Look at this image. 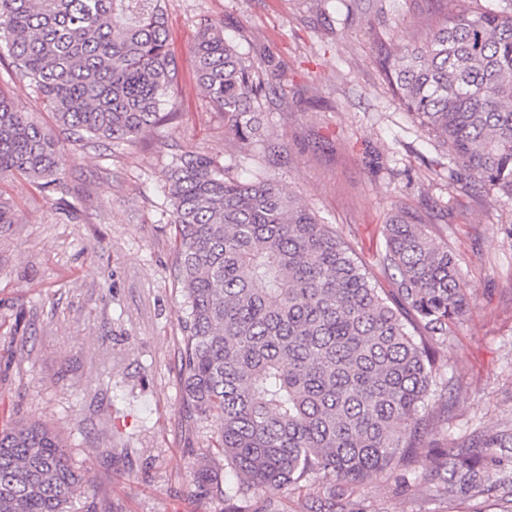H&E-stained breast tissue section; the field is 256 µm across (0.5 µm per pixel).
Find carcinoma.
Wrapping results in <instances>:
<instances>
[{"label":"carcinoma","instance_id":"1","mask_svg":"<svg viewBox=\"0 0 512 512\" xmlns=\"http://www.w3.org/2000/svg\"><path fill=\"white\" fill-rule=\"evenodd\" d=\"M164 0H0V44L16 79L36 89L55 126L29 121L0 92V178L60 183L58 134L120 145L172 120L177 78ZM200 85L242 146L260 138L254 102L285 83L224 38V20L197 22L191 48ZM379 65L420 127L471 181L512 199V0L452 8L421 44L386 48ZM174 228L183 317L181 406L213 427L240 485L208 456L199 493L228 503L245 492L320 481L336 492L371 476L396 480L431 450L435 346L470 307L448 245L421 216L384 226L376 287L353 249L271 178H228L214 157L189 151L163 171ZM64 435L21 420L0 431V512H73L84 477ZM452 502L512 486V428L442 453L432 474Z\"/></svg>","mask_w":512,"mask_h":512}]
</instances>
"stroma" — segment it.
Wrapping results in <instances>:
<instances>
[{
  "label": "stroma",
  "mask_w": 512,
  "mask_h": 512,
  "mask_svg": "<svg viewBox=\"0 0 512 512\" xmlns=\"http://www.w3.org/2000/svg\"><path fill=\"white\" fill-rule=\"evenodd\" d=\"M444 0H166L177 68L178 117L135 142L85 145L62 138L63 186L0 180L15 221L0 224V429L37 420L63 431L85 476L74 512H222L193 474L210 448L203 416L181 413L178 343L182 297L173 281V236L162 172L186 151L209 153L230 177L263 173L310 206L354 248L378 287L383 226L419 213L456 256L470 309L448 332L437 373L447 411L438 447L512 426V199L473 187L446 148L393 96L377 58L392 35L423 42ZM223 18L248 60L270 58L286 83L260 102L265 136L249 149L224 133L195 76L196 19ZM0 90L49 127L32 86L0 60ZM422 459L405 483L355 486L352 512H512L497 489L481 503L440 499ZM326 494L251 495L315 512Z\"/></svg>",
  "instance_id": "stroma-1"
}]
</instances>
